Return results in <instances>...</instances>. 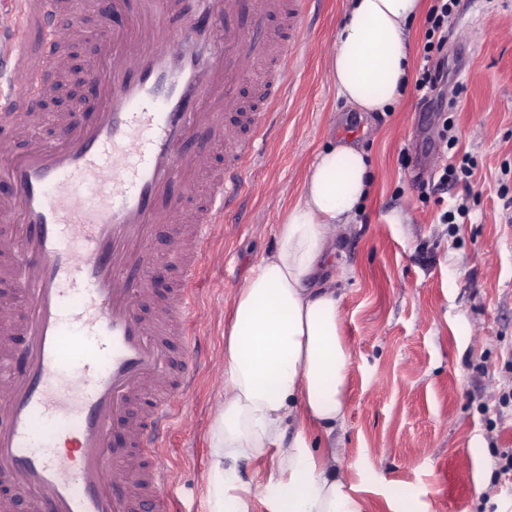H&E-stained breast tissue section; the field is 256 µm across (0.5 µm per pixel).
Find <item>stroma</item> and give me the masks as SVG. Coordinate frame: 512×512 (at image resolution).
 <instances>
[{
    "label": "stroma",
    "instance_id": "35a3bbf8",
    "mask_svg": "<svg viewBox=\"0 0 512 512\" xmlns=\"http://www.w3.org/2000/svg\"><path fill=\"white\" fill-rule=\"evenodd\" d=\"M344 2L322 0L263 153L241 171L245 204L216 228L192 288L202 366L164 449L178 512H206L213 364L232 298L338 135L364 150L373 181L338 236L332 273L354 361L347 421L323 444L342 449L351 483L371 486L370 512H390L392 485L422 512H498L512 499L499 473L512 450V405L501 403L512 392V0H459L448 112L423 111L409 87L393 110L363 116L324 77ZM447 168L458 175L438 187Z\"/></svg>",
    "mask_w": 512,
    "mask_h": 512
}]
</instances>
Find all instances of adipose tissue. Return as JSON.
Listing matches in <instances>:
<instances>
[{
  "label": "adipose tissue",
  "mask_w": 512,
  "mask_h": 512,
  "mask_svg": "<svg viewBox=\"0 0 512 512\" xmlns=\"http://www.w3.org/2000/svg\"><path fill=\"white\" fill-rule=\"evenodd\" d=\"M423 0H347L327 52L325 80L359 112H388L410 71L407 32ZM370 189L364 151L348 141L319 150L297 200L276 227V245L234 295L210 425L207 512H368L344 476L338 449L321 435L344 426L350 346L328 269L336 236ZM272 458L264 477L240 466Z\"/></svg>",
  "instance_id": "adipose-tissue-1"
}]
</instances>
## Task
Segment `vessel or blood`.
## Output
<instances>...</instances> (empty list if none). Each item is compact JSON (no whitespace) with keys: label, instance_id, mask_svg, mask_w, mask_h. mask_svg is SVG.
Instances as JSON below:
<instances>
[{"label":"vessel or blood","instance_id":"b4317fda","mask_svg":"<svg viewBox=\"0 0 512 512\" xmlns=\"http://www.w3.org/2000/svg\"><path fill=\"white\" fill-rule=\"evenodd\" d=\"M320 0H254L258 16H280L279 30L245 36L230 18L240 0H207V18H186L179 37L168 21L178 0H112L120 25L101 23V47L89 78L88 120L36 111L29 91L47 93V67L64 68L58 39L66 0H0V115L18 134L43 124L59 132L22 154L0 147V223L12 281L26 312L0 303V512L16 497L47 512H172L171 479L161 449L175 418L173 400L189 388L198 357L189 330L192 286L205 246L240 195L242 157L254 156L269 129L273 101L303 49L301 30ZM280 67L252 108L240 111L233 87L242 57ZM235 111L240 140L225 128ZM232 142L224 168L212 172L198 207L175 185L199 171L186 149L198 133ZM180 240L183 283L144 318L146 292L136 270L148 266L154 229ZM132 482L113 488L115 473Z\"/></svg>","mask_w":512,"mask_h":512}]
</instances>
